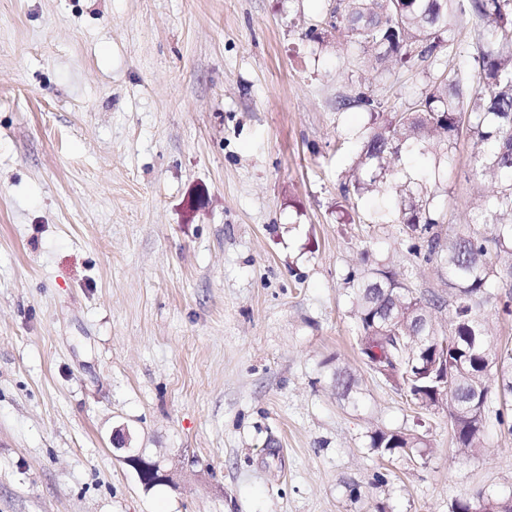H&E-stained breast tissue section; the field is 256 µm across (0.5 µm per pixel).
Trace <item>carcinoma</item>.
Listing matches in <instances>:
<instances>
[{"label": "carcinoma", "instance_id": "obj_1", "mask_svg": "<svg viewBox=\"0 0 512 512\" xmlns=\"http://www.w3.org/2000/svg\"><path fill=\"white\" fill-rule=\"evenodd\" d=\"M472 14L484 21L473 53L468 46L445 40L452 23ZM331 27L347 33L349 46L387 62L414 49L418 56L441 68L445 61L437 49L446 46L448 56L472 55L477 86L472 73L457 70L443 73L418 98L410 112H396L373 99H356L369 107L371 126L362 142L351 185L357 193H378L387 187V176L397 172L402 151L422 155L434 152L444 157L453 148L463 128L482 150V172L491 179L473 220L492 226V237L476 232L457 234L449 240L435 230L441 223L427 182L409 180L399 185L404 196L400 209L402 232L427 243L428 256L439 258L447 271L452 295L419 297L406 279L393 270L370 269L351 272L360 285L353 301L359 331V347L368 365H373L372 347L379 345L391 381L410 402L425 408L446 407L448 427L462 450L481 445L486 404L491 395L484 369L502 370L512 364V350L487 340L475 349L464 345L448 351V388L422 378L408 365L409 354L419 356L416 364L432 361L423 353L417 338L436 329L434 314L448 308V335H489L485 307L493 299L490 286L497 279L512 278V0H336L330 12ZM494 244L498 261H493L489 244ZM479 401V417L460 413ZM371 448L380 456L409 453L418 441L400 432L376 431ZM480 500L466 495L455 501L452 512H474ZM496 512H512V498L494 501Z\"/></svg>", "mask_w": 512, "mask_h": 512}]
</instances>
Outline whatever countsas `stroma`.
Returning <instances> with one entry per match:
<instances>
[{"label":"stroma","mask_w":512,"mask_h":512,"mask_svg":"<svg viewBox=\"0 0 512 512\" xmlns=\"http://www.w3.org/2000/svg\"><path fill=\"white\" fill-rule=\"evenodd\" d=\"M330 0H0V512H451L512 497V395L456 448L359 352L357 269L448 275L343 192L434 71L353 56ZM354 106L337 109L338 98ZM450 231L484 189L461 131L404 155ZM352 379L350 388L337 376ZM423 438L380 457L374 431ZM158 460L145 488L113 438ZM477 497H482V499H478ZM482 496L478 493L475 496L466 495L455 501L452 505V512H482V511H474L480 506V502L484 501L485 503H489L490 501L494 502V508L496 511H484V512H512V498H498V499H489L487 497Z\"/></svg>","instance_id":"stroma-1"}]
</instances>
